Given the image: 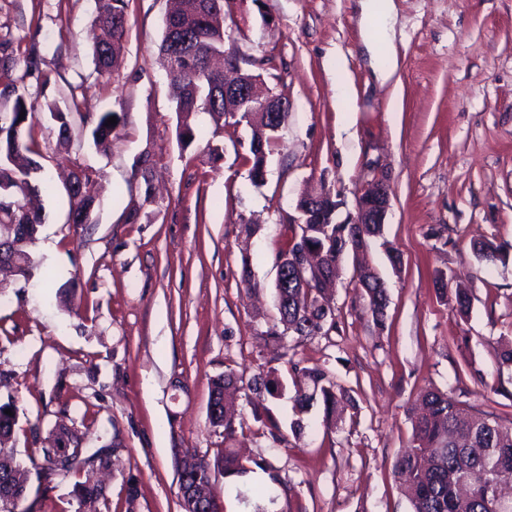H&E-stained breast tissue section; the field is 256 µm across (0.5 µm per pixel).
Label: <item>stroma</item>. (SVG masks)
I'll list each match as a JSON object with an SVG mask.
<instances>
[{
	"label": "stroma",
	"mask_w": 512,
	"mask_h": 512,
	"mask_svg": "<svg viewBox=\"0 0 512 512\" xmlns=\"http://www.w3.org/2000/svg\"><path fill=\"white\" fill-rule=\"evenodd\" d=\"M126 3L120 64L100 79L98 0H0V114L16 97L31 103L52 183L34 276L0 288V371L10 376L0 401H17L18 458L38 456L65 414L86 455L110 449L108 512H182L172 451L212 457L228 443L208 424V381L231 370L241 384L229 443L258 461L246 483L267 487L265 512H411L395 461L419 392L475 390L466 364L512 392V371L497 369V341L512 336V263L484 266L472 250L512 243V0H395L398 66L383 85L372 58L387 47L366 50L358 0H235L226 46L289 103L259 186L247 125L196 112L195 138L181 143L159 55L169 4ZM74 103L63 146L49 110ZM107 110L118 120L99 152L84 120ZM76 165L95 171L88 224L68 221L63 178ZM376 175L391 207L364 259L387 287L384 329L346 253L338 330L272 338L277 261L301 191L326 183L351 212ZM440 274L470 289L467 317L436 294ZM295 363L327 368L355 418L325 430L317 403L294 438ZM265 376L277 393L252 391ZM74 482L32 483L21 512H78Z\"/></svg>",
	"instance_id": "obj_1"
}]
</instances>
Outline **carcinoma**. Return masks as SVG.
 Instances as JSON below:
<instances>
[{
  "instance_id": "1",
  "label": "carcinoma",
  "mask_w": 512,
  "mask_h": 512,
  "mask_svg": "<svg viewBox=\"0 0 512 512\" xmlns=\"http://www.w3.org/2000/svg\"><path fill=\"white\" fill-rule=\"evenodd\" d=\"M96 23L103 37L93 48L95 71L101 78L110 75L116 56L126 38L128 22L126 0H99ZM231 0H181L175 15L187 29L189 51L184 59L172 61L174 44L168 33H163L160 52L168 63V74L175 91L176 112L188 113L198 109L209 112L216 122L252 127L250 143L251 167L249 179L254 184L264 180L266 150L274 140L278 128L264 121L248 104L224 102V72L212 69L210 60L224 53V13ZM25 98L15 99L10 124L0 138V228L9 225L23 227L22 244L13 254L11 275L25 281L34 276L35 262L30 245L35 241L39 227L44 223L41 207L35 201L51 189L41 164L28 118H20L29 111ZM114 112L99 115L89 129V138L96 150L109 148L112 126L107 120ZM50 117L59 128V136L67 140L71 112L50 109ZM92 170L77 167L71 173L78 191L69 198L70 212L75 223H91L95 200L84 192ZM298 204L310 214L308 223L291 224L288 247L280 254L294 255L300 244H305L315 263L304 269L302 275L288 281V287L277 289L282 335L290 334L299 340L313 336H327L338 330V321L324 281L336 275L338 257L363 248L381 235L379 224H339L337 216L344 205L341 194L320 185L314 191L303 193ZM479 263L505 265L512 258V248L485 241L474 245ZM357 281L368 296V311L375 325L385 327L387 293L379 274L361 267ZM471 295L466 288H457L452 310L461 318L469 314ZM498 370L512 369V336L498 341ZM295 409L302 413L319 400L326 428L336 427L350 407L347 390L330 378L329 372L319 366L298 367ZM239 378L232 371L210 379L208 420L211 427L224 429V448L211 460L194 448L183 449L184 456L174 455L178 485H195L205 491L203 501L193 509L181 505L183 512H220L214 485L216 474L234 476L248 471L246 460L229 445L234 435L237 405L234 393ZM418 404L422 412L411 415L412 434L408 449L396 462L397 471L404 477V495L411 512H512V504L503 502L496 493V477L512 473V419L471 405L459 396L435 388L420 391ZM11 414H6V411ZM18 407L13 399L0 404V512H17L31 481V470L47 484L58 476L73 472L82 474L74 483L73 496L77 503L90 501L94 505L106 502V489L86 467L87 459L76 452L82 434L67 415L55 421L49 432V444L40 448L44 464L29 468L16 456L12 439L18 425Z\"/></svg>"
}]
</instances>
